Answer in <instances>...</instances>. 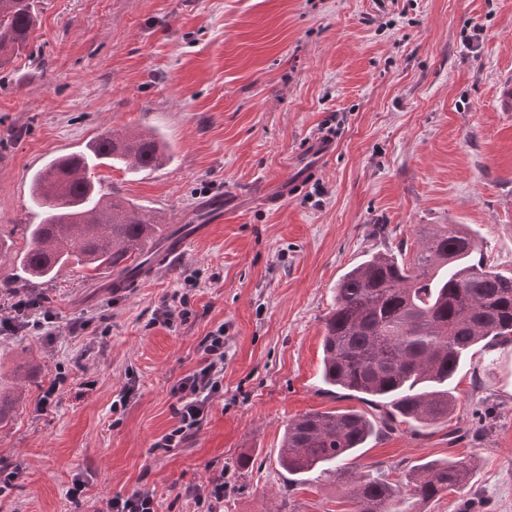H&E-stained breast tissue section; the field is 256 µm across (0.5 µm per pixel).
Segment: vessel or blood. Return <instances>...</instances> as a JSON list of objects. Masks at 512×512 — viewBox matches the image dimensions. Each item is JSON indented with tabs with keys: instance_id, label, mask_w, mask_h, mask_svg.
Instances as JSON below:
<instances>
[{
	"instance_id": "obj_1",
	"label": "vessel or blood",
	"mask_w": 512,
	"mask_h": 512,
	"mask_svg": "<svg viewBox=\"0 0 512 512\" xmlns=\"http://www.w3.org/2000/svg\"><path fill=\"white\" fill-rule=\"evenodd\" d=\"M336 138L332 133H323L305 142L297 154L293 174L290 178L278 181L275 188L260 184L253 188L251 196L258 201H283L294 197L303 188L305 182L314 176L323 164L334 156ZM210 221L206 224H192L180 232L164 239L150 253L148 267L144 270V278H153L164 270L174 259L180 256L192 243L209 237L212 223L222 222L235 209L232 197L217 194L199 204Z\"/></svg>"
}]
</instances>
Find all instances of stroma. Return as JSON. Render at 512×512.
Masks as SVG:
<instances>
[{"label":"stroma","instance_id":"1","mask_svg":"<svg viewBox=\"0 0 512 512\" xmlns=\"http://www.w3.org/2000/svg\"><path fill=\"white\" fill-rule=\"evenodd\" d=\"M36 11L28 49L0 69V291L40 221L35 172L105 130L169 145L161 168L97 170L106 192L163 226L212 191L241 200L172 270L120 297L89 270L39 285L53 323L0 338L11 400L0 458L21 466L0 512H93L137 489L154 491L157 512H194L187 488L219 474L220 512H351L334 473L292 481L279 468L283 430L312 410L370 409L322 381L336 282L366 255L402 245L411 257L431 225L461 224L512 274V112L497 104L512 81V0H37ZM328 125L336 152L307 190L273 209L253 202L254 186L289 177ZM177 295L188 318L154 322ZM78 317L106 337L71 336ZM219 328L223 396L193 439L155 451L176 423L171 387ZM58 376L57 404L39 412ZM452 385L446 423L397 425L349 470L398 484L423 462L469 460V481L426 512H512V346L476 353ZM78 474L88 486L75 503L66 489Z\"/></svg>","mask_w":512,"mask_h":512}]
</instances>
